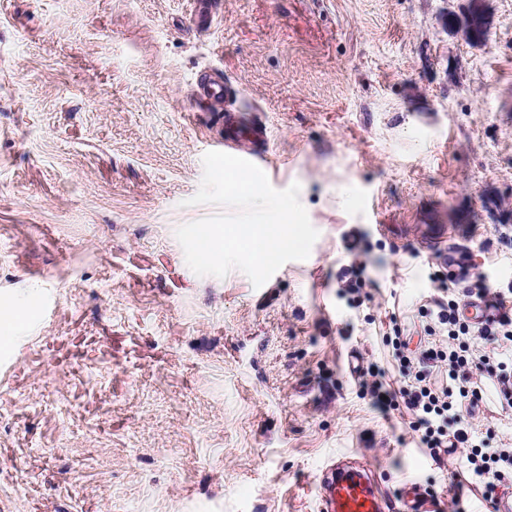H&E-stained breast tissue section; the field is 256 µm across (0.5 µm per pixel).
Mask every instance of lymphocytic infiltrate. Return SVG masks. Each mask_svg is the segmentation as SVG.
<instances>
[{
    "label": "lymphocytic infiltrate",
    "instance_id": "f902f5d3",
    "mask_svg": "<svg viewBox=\"0 0 512 512\" xmlns=\"http://www.w3.org/2000/svg\"><path fill=\"white\" fill-rule=\"evenodd\" d=\"M451 285L448 300L438 302L435 322L428 329L429 334L447 337L448 346L426 349L416 362L399 355L402 373L412 376L408 389L402 390L401 395L412 416V426L421 432L426 447L433 450L468 448L471 474L489 492L502 476L512 474V448H490L485 441L474 440L472 432L461 424L459 407L464 402L473 407L482 401V390L474 385L470 373L489 363L488 356L474 353L469 337L478 334L512 341V310L507 307L512 301V285L493 291L484 281L471 283L456 278ZM472 294L492 295L502 308L499 316L478 326L463 320L459 314V299ZM441 362L448 365V382L438 387L430 383L425 370Z\"/></svg>",
    "mask_w": 512,
    "mask_h": 512
}]
</instances>
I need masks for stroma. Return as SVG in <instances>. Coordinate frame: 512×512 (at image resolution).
<instances>
[{
    "label": "stroma",
    "instance_id": "stroma-1",
    "mask_svg": "<svg viewBox=\"0 0 512 512\" xmlns=\"http://www.w3.org/2000/svg\"><path fill=\"white\" fill-rule=\"evenodd\" d=\"M0 0V512H320L362 464L439 512H493L465 449L433 456L387 336L427 348L448 229L512 282V0ZM223 74L227 101L193 97ZM268 129L262 171L319 237L262 286L196 275L175 237L226 111ZM363 267L347 294L341 275ZM469 422L512 448L497 397Z\"/></svg>",
    "mask_w": 512,
    "mask_h": 512
}]
</instances>
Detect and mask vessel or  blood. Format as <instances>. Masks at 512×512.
Returning a JSON list of instances; mask_svg holds the SVG:
<instances>
[{
	"instance_id": "b4317fda",
	"label": "vessel or blood",
	"mask_w": 512,
	"mask_h": 512,
	"mask_svg": "<svg viewBox=\"0 0 512 512\" xmlns=\"http://www.w3.org/2000/svg\"><path fill=\"white\" fill-rule=\"evenodd\" d=\"M226 87L222 80L209 75L197 82L196 96L206 101H222ZM319 493L324 512H417L418 498L414 489L403 496L383 493L374 475L363 468L324 471L319 478Z\"/></svg>"
}]
</instances>
